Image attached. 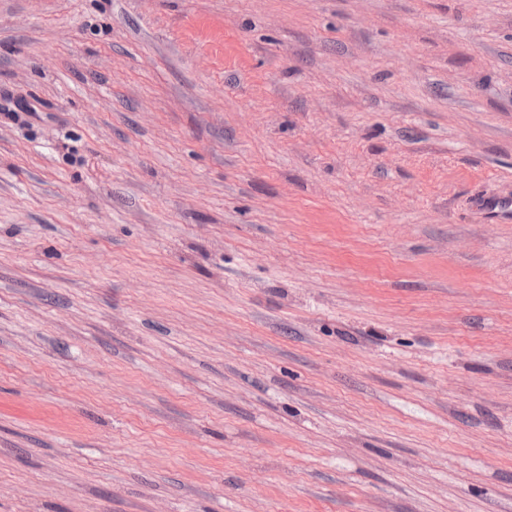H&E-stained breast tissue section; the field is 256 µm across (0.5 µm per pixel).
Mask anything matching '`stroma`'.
Here are the masks:
<instances>
[{"label": "stroma", "mask_w": 512, "mask_h": 512, "mask_svg": "<svg viewBox=\"0 0 512 512\" xmlns=\"http://www.w3.org/2000/svg\"><path fill=\"white\" fill-rule=\"evenodd\" d=\"M512 0H0V512H512Z\"/></svg>", "instance_id": "1"}]
</instances>
